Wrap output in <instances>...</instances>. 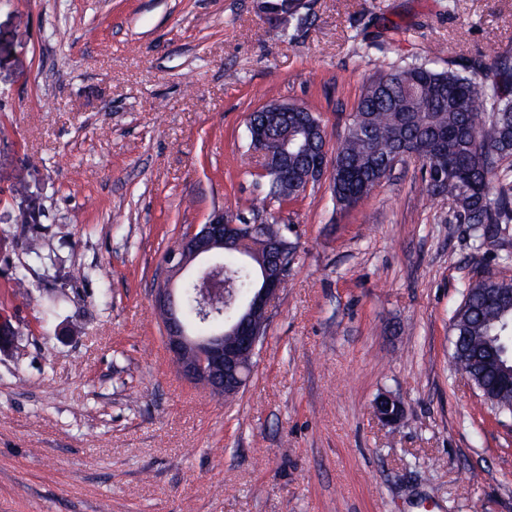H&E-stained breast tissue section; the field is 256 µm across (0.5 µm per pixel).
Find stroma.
Instances as JSON below:
<instances>
[{"label": "stroma", "instance_id": "stroma-1", "mask_svg": "<svg viewBox=\"0 0 512 512\" xmlns=\"http://www.w3.org/2000/svg\"><path fill=\"white\" fill-rule=\"evenodd\" d=\"M313 2L297 31L257 0H0V512H512V417L450 360L512 224L477 245L416 158L348 210L325 180L271 204L297 257L238 394L165 351L166 250L265 194L249 112L296 102L333 138L377 67L512 51V0ZM33 245L54 265L21 287ZM374 413L384 424H393L403 417V406L399 400L389 394L380 395L374 402ZM393 408L395 410L393 411Z\"/></svg>", "mask_w": 512, "mask_h": 512}]
</instances>
